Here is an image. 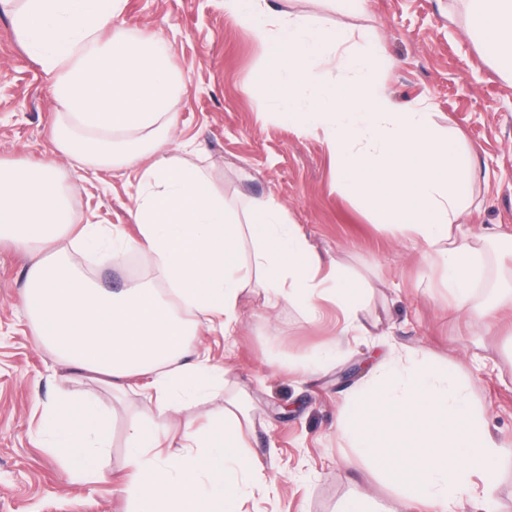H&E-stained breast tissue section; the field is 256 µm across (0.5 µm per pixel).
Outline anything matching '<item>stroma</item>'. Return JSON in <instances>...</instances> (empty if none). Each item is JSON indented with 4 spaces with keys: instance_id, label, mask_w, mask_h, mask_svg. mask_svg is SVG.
I'll return each mask as SVG.
<instances>
[{
    "instance_id": "1",
    "label": "stroma",
    "mask_w": 512,
    "mask_h": 512,
    "mask_svg": "<svg viewBox=\"0 0 512 512\" xmlns=\"http://www.w3.org/2000/svg\"><path fill=\"white\" fill-rule=\"evenodd\" d=\"M269 2L355 35L373 31L382 56L376 77L392 98L422 104L440 130L463 133L460 149L472 157L473 175L462 229L481 238L484 278L469 306L449 315L448 293L419 247L395 238L338 190L322 138L280 121L255 88L263 47L225 14L224 0H127L115 27L162 38L186 84L172 117L177 140L201 149L190 162L211 173L235 213L254 198L281 203L317 253L338 259L369 290L361 335L303 374L290 366L335 340V306L311 322L293 304L271 310L262 295L245 294L233 340L216 329L200 332L212 362L228 369L223 389L156 423H204L227 400L241 399L252 451L275 485L271 492L249 487L243 512H337L359 494L381 512H407L346 446L336 420L346 394L394 344L408 362L455 367L491 432L512 441V306L499 304L501 281L512 277V78L467 36L464 0H365L359 10L349 0ZM53 83L0 11V160L34 165L52 153ZM58 166L74 223L114 225L136 236L130 211L137 164L92 171L62 158ZM27 265L21 249L0 241V512H128L126 430L155 416L154 407L58 364L37 345L24 315ZM82 270L108 291L162 286L144 259L133 274L125 257L93 254ZM61 395L93 399L110 416L111 448L97 484H72L35 433L42 404Z\"/></svg>"
}]
</instances>
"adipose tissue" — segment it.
Wrapping results in <instances>:
<instances>
[{
    "instance_id": "1",
    "label": "adipose tissue",
    "mask_w": 512,
    "mask_h": 512,
    "mask_svg": "<svg viewBox=\"0 0 512 512\" xmlns=\"http://www.w3.org/2000/svg\"><path fill=\"white\" fill-rule=\"evenodd\" d=\"M126 0H0L20 37L54 76L63 121L53 137L54 159L36 166L0 161V240L27 255L24 303L37 341L74 369L99 374L120 391L139 390L158 415L175 412L223 386L225 367L195 347L199 322L233 335L242 296L262 293L267 307L298 304L316 316L322 302L344 316L336 339L361 329L366 290L338 261L322 258L274 199L250 201L238 218L210 176L183 159L174 143L171 109L185 86L169 47L133 29L102 32ZM467 33L512 76V0H467ZM226 14L245 25L265 49L255 84L281 119L305 134L323 135L336 161V185L377 223L422 245V258L441 270L448 309H466L482 276L474 243L460 238L468 207L471 162L460 136L442 133L419 105L402 106L372 77L376 47L317 16L275 11L268 0H224ZM336 55L344 80L324 79L317 63ZM132 135L139 172L131 211L138 234L100 224L72 225L57 158L94 168L122 163L116 135ZM73 236L86 252L134 251L157 265L164 291L129 288L107 293L61 256L59 238ZM251 253H244L245 241ZM37 433L60 456L78 485L104 476L109 419L89 399L59 397L41 409ZM241 420L223 411L205 427L183 424L160 432L154 420L131 425L126 465L132 512H240L244 489L264 471L248 451Z\"/></svg>"
}]
</instances>
